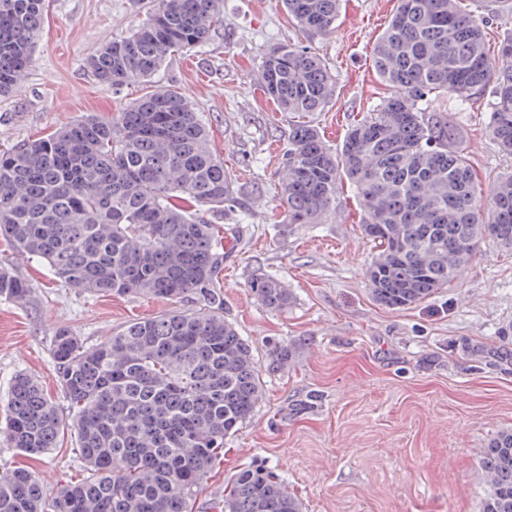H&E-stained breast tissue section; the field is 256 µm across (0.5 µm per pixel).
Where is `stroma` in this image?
I'll return each mask as SVG.
<instances>
[{"mask_svg": "<svg viewBox=\"0 0 512 512\" xmlns=\"http://www.w3.org/2000/svg\"><path fill=\"white\" fill-rule=\"evenodd\" d=\"M490 52L512 38V8L488 14ZM397 0H341L334 33L299 28L282 0H223L224 25L202 46L173 52L156 79L184 92L205 123L245 203L241 221H225L232 248L221 276L224 316L258 360L288 344L286 370L263 371L265 396L250 422L224 441V458L200 485L193 512H221L224 488L242 469L278 471L303 512H480L486 483L480 450L512 430V255L483 245L462 275L417 304L391 309L371 296L365 270L374 248L362 237L356 193L342 182L322 223L287 224L277 196L288 136L314 126L331 149L376 109L391 89L377 76L372 49ZM136 0H49L33 63L13 92L0 97V153L42 139L88 116L111 118L146 87L97 83L87 59L107 38L143 19ZM287 44L317 53L336 79L316 112L283 111L260 86L261 61ZM491 98L458 108L436 99L458 132L483 198L512 155L489 134ZM0 262L27 288L0 299V420L16 373L34 377L63 416L72 410L52 358L58 329L88 346L129 322L194 307L146 295L107 296L63 286L50 268L0 240ZM280 279L287 307L270 310L248 288L253 277ZM36 471L47 496L82 479L73 432L59 448L29 458L0 441V474Z\"/></svg>", "mask_w": 512, "mask_h": 512, "instance_id": "1", "label": "stroma"}]
</instances>
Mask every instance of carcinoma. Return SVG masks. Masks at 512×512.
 Masks as SVG:
<instances>
[{
  "instance_id": "1",
  "label": "carcinoma",
  "mask_w": 512,
  "mask_h": 512,
  "mask_svg": "<svg viewBox=\"0 0 512 512\" xmlns=\"http://www.w3.org/2000/svg\"><path fill=\"white\" fill-rule=\"evenodd\" d=\"M339 2L283 0L301 28L325 36L336 29ZM45 15L46 0H0V96L32 65ZM222 26V0H151L141 24L103 41L87 68L114 88L146 83L172 52L205 43ZM372 59L397 93L351 126L338 153L313 126H296L279 196L285 223L319 224L345 175L365 214L361 233L375 248L371 295L405 308L448 287L482 244L512 253V174L497 181L484 208L445 116L428 107L432 96L462 105L490 91L489 131L512 154V40L492 58L462 0H398ZM333 86L310 50L279 45L263 58L262 91L288 112L318 111ZM240 206L200 113L165 85L109 120L88 117L0 156V236L18 253L79 291L198 300L196 309L139 319L92 347L58 330L52 355L69 420L31 377L15 375L0 428L6 447L42 454L68 428L88 476L49 498L34 471L14 468L0 480V512H192L224 458V439L251 420L264 395L252 346L224 318L219 283L231 255L220 220ZM249 292L273 310L290 301L266 274ZM26 293L0 265V298ZM290 358L288 345H276L267 366L283 370ZM480 463L481 512H512V430L489 440ZM223 512L302 508L274 470L257 465L224 492Z\"/></svg>"
}]
</instances>
